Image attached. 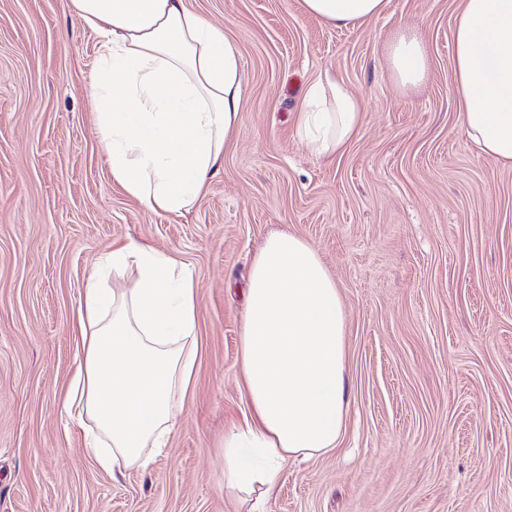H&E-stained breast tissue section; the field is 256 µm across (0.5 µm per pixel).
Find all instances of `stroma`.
<instances>
[{
    "mask_svg": "<svg viewBox=\"0 0 512 512\" xmlns=\"http://www.w3.org/2000/svg\"><path fill=\"white\" fill-rule=\"evenodd\" d=\"M301 0H189L241 53L242 123L201 203L146 210L112 180L89 83L99 37L70 0H0V512H249L224 487V431L245 399L244 288L265 238L319 253L347 313L338 448L288 460L265 512H512V167L460 129L462 0H387L349 28ZM419 28L430 66L405 91L387 41ZM365 102L331 160L295 130L324 72ZM131 240L179 257L204 352L148 470L112 477L61 399L93 267Z\"/></svg>",
    "mask_w": 512,
    "mask_h": 512,
    "instance_id": "obj_1",
    "label": "stroma"
}]
</instances>
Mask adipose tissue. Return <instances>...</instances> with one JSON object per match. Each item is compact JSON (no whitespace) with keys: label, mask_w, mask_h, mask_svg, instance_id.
I'll list each match as a JSON object with an SVG mask.
<instances>
[{"label":"adipose tissue","mask_w":512,"mask_h":512,"mask_svg":"<svg viewBox=\"0 0 512 512\" xmlns=\"http://www.w3.org/2000/svg\"><path fill=\"white\" fill-rule=\"evenodd\" d=\"M101 39L89 86L112 180L147 210L179 214L204 197L242 120L235 43L186 0H70ZM335 27L380 18L386 0H301ZM452 88L462 132L512 166V0H464L454 29ZM392 78L421 84L429 52L418 30L387 43ZM362 98L327 74L307 89L297 131L331 159L358 135ZM135 269L132 288L106 287ZM82 361L62 403L90 419L88 454L105 471L147 469L192 388L203 345L197 288L174 254L129 241L99 260L79 305ZM343 302L303 238H266L249 271L237 377L247 412L224 433V486L268 496L293 455L336 448L348 382Z\"/></svg>","instance_id":"ef3b65f1"}]
</instances>
